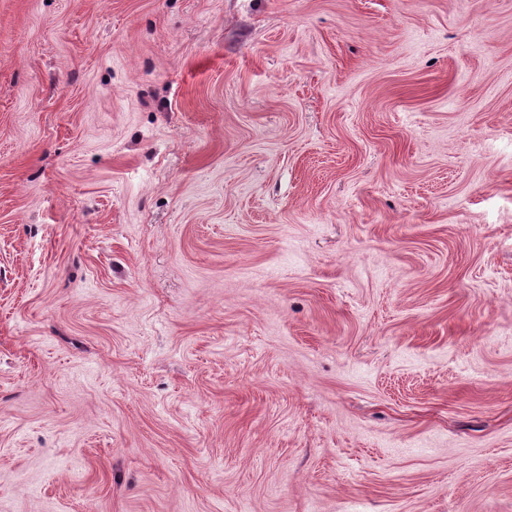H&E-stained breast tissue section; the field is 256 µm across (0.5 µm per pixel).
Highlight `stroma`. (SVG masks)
<instances>
[{
	"mask_svg": "<svg viewBox=\"0 0 512 512\" xmlns=\"http://www.w3.org/2000/svg\"><path fill=\"white\" fill-rule=\"evenodd\" d=\"M0 512H512V0H0Z\"/></svg>",
	"mask_w": 512,
	"mask_h": 512,
	"instance_id": "obj_1",
	"label": "stroma"
}]
</instances>
